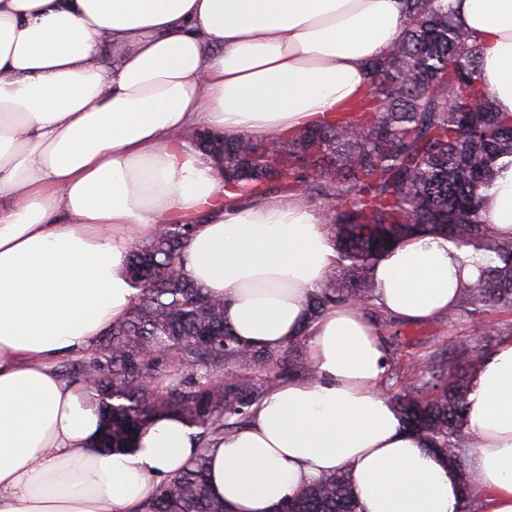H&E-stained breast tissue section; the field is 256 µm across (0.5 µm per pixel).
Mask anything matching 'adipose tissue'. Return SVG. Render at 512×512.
Here are the masks:
<instances>
[{
    "label": "adipose tissue",
    "instance_id": "ef3b65f1",
    "mask_svg": "<svg viewBox=\"0 0 512 512\" xmlns=\"http://www.w3.org/2000/svg\"><path fill=\"white\" fill-rule=\"evenodd\" d=\"M480 77L512 113V0H452ZM403 0H0V512H138L197 450L159 415L126 453L100 450L95 395L56 364L123 320L131 243L207 214L187 269L223 298L243 342L307 332L313 379L280 382L209 452L231 512H273L346 472L363 512H459L456 473L406 430L378 384L388 351L349 302L309 318L336 266L317 208L284 197L225 206L189 127L265 140L354 97L402 33ZM483 219L512 237V156ZM478 271L444 237H410L371 270L374 305L407 323L447 315ZM464 451L483 512H512V334L473 376Z\"/></svg>",
    "mask_w": 512,
    "mask_h": 512
}]
</instances>
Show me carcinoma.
<instances>
[{
  "label": "carcinoma",
  "mask_w": 512,
  "mask_h": 512,
  "mask_svg": "<svg viewBox=\"0 0 512 512\" xmlns=\"http://www.w3.org/2000/svg\"><path fill=\"white\" fill-rule=\"evenodd\" d=\"M402 36L368 64V86L308 128L259 142L224 141V205L277 191L319 203L337 264L307 311L349 301L367 308L370 271L397 242L446 236L480 270L462 289L448 323L487 307L512 308V238L493 234L482 218L497 160L512 156V113L494 108L481 81L479 54L449 0H405ZM466 90V99L459 97ZM195 220L162 225L129 250L132 286L127 317L103 332L91 352L65 365L99 396V448L133 446L158 413L197 429V452L172 480L158 486L143 512H227L212 493L209 450L246 423L273 387L308 378L306 333L273 351L243 343L224 321V299L190 276L186 248ZM462 359L430 358L420 382L392 396L406 428L425 434L470 494L461 512H475L477 489L458 449L466 444L470 380L484 351L476 341ZM298 512H361L348 477H322L289 500Z\"/></svg>",
  "instance_id": "obj_1"
}]
</instances>
